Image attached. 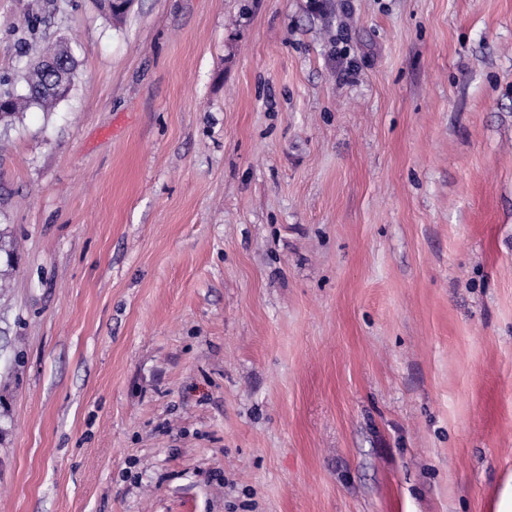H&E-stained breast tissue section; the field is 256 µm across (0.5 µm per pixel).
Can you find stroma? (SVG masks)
<instances>
[{
    "label": "stroma",
    "instance_id": "35a3bbf8",
    "mask_svg": "<svg viewBox=\"0 0 512 512\" xmlns=\"http://www.w3.org/2000/svg\"><path fill=\"white\" fill-rule=\"evenodd\" d=\"M59 41L0 123V512H494L512 0H0V94ZM35 52L28 60L24 75L27 86V93L21 97H0V100H8L7 105L1 107L0 118H9L15 112H21L26 106L36 104L46 111H50L60 102L55 93L49 92L48 85L51 84V74L45 70L41 63L51 71L64 70L67 63L63 59L57 58L51 49ZM46 53V55H45ZM45 55V56H44Z\"/></svg>",
    "mask_w": 512,
    "mask_h": 512
}]
</instances>
